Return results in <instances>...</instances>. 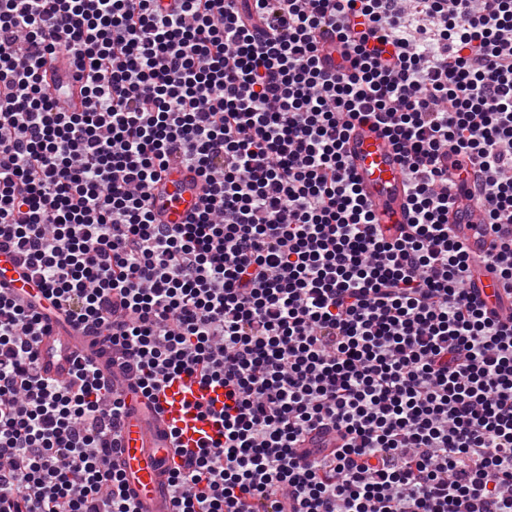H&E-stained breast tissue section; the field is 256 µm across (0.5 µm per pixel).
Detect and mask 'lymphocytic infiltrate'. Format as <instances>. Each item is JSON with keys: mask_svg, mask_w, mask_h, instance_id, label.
<instances>
[{"mask_svg": "<svg viewBox=\"0 0 512 512\" xmlns=\"http://www.w3.org/2000/svg\"><path fill=\"white\" fill-rule=\"evenodd\" d=\"M61 51L79 112L45 88ZM357 122L404 162L393 240L343 154ZM178 154L206 205L159 224ZM461 187L511 295L512 0H0V249L38 288L0 294V512H139L124 397L85 360L38 370L52 313L147 398L223 385L170 512H512V315L471 287ZM330 426L341 445L305 447ZM448 224L458 240L467 244L470 250V258L475 260L488 247L491 236H478L476 233L483 227L476 224L475 201L466 196H460L455 205L449 210Z\"/></svg>", "mask_w": 512, "mask_h": 512, "instance_id": "1", "label": "lymphocytic infiltrate"}]
</instances>
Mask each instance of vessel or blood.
<instances>
[{"mask_svg": "<svg viewBox=\"0 0 512 512\" xmlns=\"http://www.w3.org/2000/svg\"><path fill=\"white\" fill-rule=\"evenodd\" d=\"M344 152L384 235L398 237L402 225L409 221L410 197L400 153L380 129L368 124L354 125ZM205 193L206 185L193 167L171 164L152 191L154 216L162 224L183 223L202 208ZM448 222L457 239L467 244L471 258H478L488 247L491 238L479 233L473 200L459 197L448 213ZM473 286L488 309H504V292L495 274L478 268ZM32 287L20 259L0 252V292L24 303ZM82 346L83 338L76 330L51 328L40 338V373L60 382L70 381L73 362ZM112 382L123 389L131 408L123 421L116 454L128 486L141 512H168L167 478L173 462L168 432L177 428L185 451L199 452L214 436L216 427L213 422L200 420L197 408H222L224 388L218 384L202 388L186 378L174 380L159 396L162 412L157 415L148 410L133 374L113 369Z\"/></svg>", "mask_w": 512, "mask_h": 512, "instance_id": "1", "label": "vessel or blood"}]
</instances>
